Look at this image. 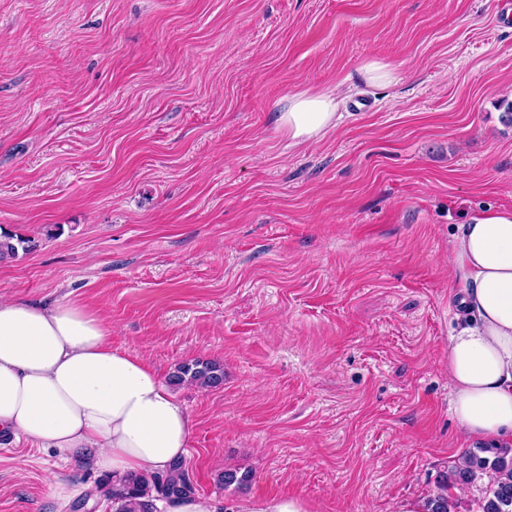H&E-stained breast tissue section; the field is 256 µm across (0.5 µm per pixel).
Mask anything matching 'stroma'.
I'll return each mask as SVG.
<instances>
[{
  "label": "stroma",
  "instance_id": "stroma-1",
  "mask_svg": "<svg viewBox=\"0 0 512 512\" xmlns=\"http://www.w3.org/2000/svg\"><path fill=\"white\" fill-rule=\"evenodd\" d=\"M498 0H0V300H80L175 387L197 495L393 512L459 456L456 225L512 207V23ZM338 127L291 146L300 89L361 62ZM249 474L224 486L226 471ZM81 463L0 444V512L60 504ZM361 81L369 85L387 87L400 79L398 68L391 62L378 57L363 60L358 69ZM169 382L174 386L188 383L201 387L216 388L224 382V368L213 361L194 360L185 362L170 376Z\"/></svg>",
  "mask_w": 512,
  "mask_h": 512
}]
</instances>
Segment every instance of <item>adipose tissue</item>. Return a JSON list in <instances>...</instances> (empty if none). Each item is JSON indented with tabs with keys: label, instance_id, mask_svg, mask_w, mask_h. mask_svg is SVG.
Masks as SVG:
<instances>
[{
	"label": "adipose tissue",
	"instance_id": "1",
	"mask_svg": "<svg viewBox=\"0 0 512 512\" xmlns=\"http://www.w3.org/2000/svg\"><path fill=\"white\" fill-rule=\"evenodd\" d=\"M334 90L289 95L276 123L304 145L337 127ZM459 290L448 348L451 410L463 442L512 446V208L457 225L448 256ZM102 317L77 301H0V433L114 486L161 475L189 455L192 418L142 357L113 348Z\"/></svg>",
	"mask_w": 512,
	"mask_h": 512
}]
</instances>
